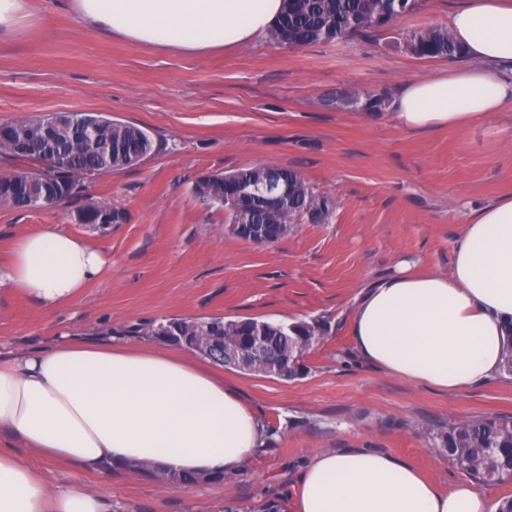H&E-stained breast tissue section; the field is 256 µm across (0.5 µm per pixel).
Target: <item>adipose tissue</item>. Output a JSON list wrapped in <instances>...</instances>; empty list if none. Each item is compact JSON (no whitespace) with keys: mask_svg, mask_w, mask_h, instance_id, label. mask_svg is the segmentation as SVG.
Segmentation results:
<instances>
[{"mask_svg":"<svg viewBox=\"0 0 512 512\" xmlns=\"http://www.w3.org/2000/svg\"><path fill=\"white\" fill-rule=\"evenodd\" d=\"M89 29L185 56L264 37L283 0H69ZM447 27L469 65L404 85L400 127H462L512 103V0H465ZM106 257L51 228L14 245L0 286L43 310L96 280ZM512 323V197L472 212L445 274L409 261L373 284L351 334L358 354L398 377L459 390L498 373ZM257 417L215 372L181 354L112 336L65 338L48 350L0 354V512H109L93 492L50 489L7 447L88 472L131 462L197 474L234 473L264 444ZM297 512H498L468 482L437 491L410 465L362 448L316 453L295 488Z\"/></svg>","mask_w":512,"mask_h":512,"instance_id":"ef3b65f1","label":"adipose tissue"}]
</instances>
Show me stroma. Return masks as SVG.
Instances as JSON below:
<instances>
[{
  "mask_svg": "<svg viewBox=\"0 0 512 512\" xmlns=\"http://www.w3.org/2000/svg\"><path fill=\"white\" fill-rule=\"evenodd\" d=\"M30 2L35 24L0 39V123L91 112L147 129L156 148L55 207H0V267L19 239L50 227L109 260L52 311L1 292L0 349L18 354L171 317L303 320L318 324L320 339L304 357L306 374L291 381L214 365L267 430L265 446L224 483L169 488L126 467L106 477L19 444L21 459L49 486L100 493L112 512H264L272 501L296 512L305 464L336 448L389 453L444 490L464 481L431 448L425 427L512 417V375L438 390L362 361L349 326L365 286L403 259L419 272H448L472 210L512 197V107L461 128L412 132L391 110L336 104L353 90L392 97L409 81L453 68L417 58L403 40L445 25L464 0H420L392 27L347 41L292 48L264 37L193 57L87 29L63 0ZM260 164L299 170L335 209L271 245L237 237L223 208L198 201L195 181ZM89 203L120 208L126 220L90 229L77 220Z\"/></svg>",
  "mask_w": 512,
  "mask_h": 512,
  "instance_id": "35a3bbf8",
  "label": "stroma"
}]
</instances>
